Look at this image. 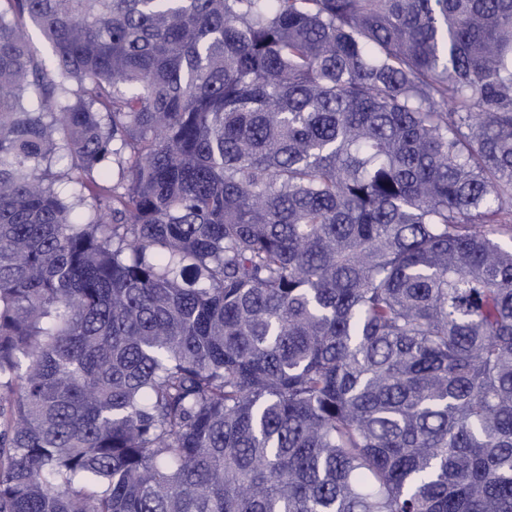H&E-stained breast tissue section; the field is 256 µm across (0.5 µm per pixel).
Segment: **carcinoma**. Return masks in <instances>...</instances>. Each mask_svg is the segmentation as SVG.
Here are the masks:
<instances>
[{
	"label": "carcinoma",
	"instance_id": "cac0c4a2",
	"mask_svg": "<svg viewBox=\"0 0 512 512\" xmlns=\"http://www.w3.org/2000/svg\"><path fill=\"white\" fill-rule=\"evenodd\" d=\"M503 236L512 0H0V512H512Z\"/></svg>",
	"mask_w": 512,
	"mask_h": 512
}]
</instances>
